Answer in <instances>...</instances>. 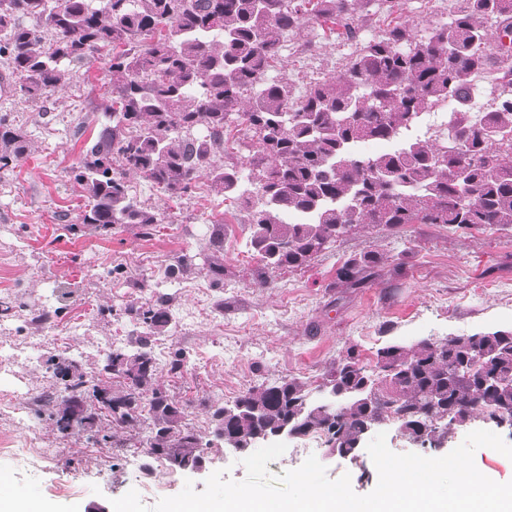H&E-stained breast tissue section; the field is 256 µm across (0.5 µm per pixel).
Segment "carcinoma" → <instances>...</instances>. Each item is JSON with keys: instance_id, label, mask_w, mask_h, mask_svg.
<instances>
[{"instance_id": "cac0c4a2", "label": "carcinoma", "mask_w": 512, "mask_h": 512, "mask_svg": "<svg viewBox=\"0 0 512 512\" xmlns=\"http://www.w3.org/2000/svg\"><path fill=\"white\" fill-rule=\"evenodd\" d=\"M373 6L390 11L395 0H0V59L8 89L34 102L65 84L70 65L107 50L106 110L115 124L71 171L86 198L82 223L95 229L162 222L129 195L131 172L171 196L204 174L215 194L243 200L251 245L272 270L308 265L365 224L511 225L512 141L503 132L512 131V53L490 57L486 42L492 26L512 27V0H461L422 36L398 22L356 43L344 72L310 83L301 99L287 79L268 80L287 32L310 20L354 21ZM489 68L500 93L477 116L452 114L455 145L417 139L392 153L356 155L358 143L397 140L425 112L467 99ZM234 122L256 138L248 156L253 197L240 193L236 165L216 163ZM28 152L22 129L0 117V171L14 170ZM377 262L374 254L348 259L337 279L359 285ZM142 319L146 331L131 336L132 350L100 359L99 374L116 387L88 390L61 356L54 374L63 391L46 390L41 402L55 406L51 420L62 435L105 417L130 426L146 412L155 428L150 454L185 470L202 453L200 436L155 387L152 338L168 330L167 300L159 297ZM503 335L388 344L377 350L376 374L350 349L325 378L341 393L335 407L310 403L305 383L291 377L215 408L213 434L247 444L296 415L304 431L350 452L366 426L393 413L412 441L447 414L468 425L477 406L511 418L512 427V382L478 384L488 362L512 372V340Z\"/></svg>"}]
</instances>
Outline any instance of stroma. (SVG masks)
I'll return each mask as SVG.
<instances>
[{
    "mask_svg": "<svg viewBox=\"0 0 512 512\" xmlns=\"http://www.w3.org/2000/svg\"><path fill=\"white\" fill-rule=\"evenodd\" d=\"M439 11L436 0H401L393 13L360 19V38L388 24L426 28ZM339 26L304 24L281 52V77L301 88L297 48L325 68H344L353 47ZM105 59L74 66L66 84L31 103L0 91V115L15 120L30 141L26 159L0 174V256L11 285L0 300L39 308L53 288L77 282L79 299L60 307V340L42 326L26 324V361L0 369V392L51 386L48 358L65 342L87 384H100L97 366L110 348L127 345L141 331L137 308L166 295L171 322L154 355L158 383L182 409V421L202 436L211 432L218 406L249 389L298 377L317 393L324 377L348 348L374 367L378 348L389 343L512 329V225L460 229L449 224H371L339 237L309 265L269 271L249 243L248 213L240 201L210 192L206 179L178 197L136 174L126 176L131 193L163 216L159 224H116L97 232L84 225L85 199L69 179L87 145L111 119L103 93ZM381 262L360 287L338 283L336 270L364 253ZM191 273L169 277L178 260ZM182 361L171 372L174 361ZM33 429L18 427L0 409V498H31L46 512H106L112 499L135 489L154 507L178 494L185 480L203 490L207 474L226 471L245 479L239 456L204 450L205 471L189 476L149 454L152 418L113 427L112 441L96 443L91 432L57 434L48 411L32 405ZM34 448V457H19ZM359 460L328 454L318 460L329 479L349 475L355 493L378 483L367 450Z\"/></svg>",
    "mask_w": 512,
    "mask_h": 512,
    "instance_id": "stroma-1",
    "label": "stroma"
}]
</instances>
